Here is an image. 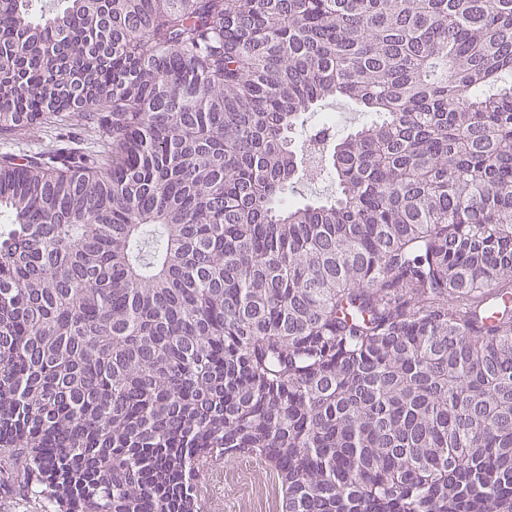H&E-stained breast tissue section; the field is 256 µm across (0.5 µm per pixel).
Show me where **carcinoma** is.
Returning <instances> with one entry per match:
<instances>
[{
    "mask_svg": "<svg viewBox=\"0 0 512 512\" xmlns=\"http://www.w3.org/2000/svg\"><path fill=\"white\" fill-rule=\"evenodd\" d=\"M0 0V477L39 512H512V0ZM372 121L311 165L327 100ZM334 184L288 200L299 179ZM370 119L366 112H360L358 108L346 100H329L318 106L314 112H307L304 123L294 132L295 145L300 152L301 145L305 144L308 136L321 127L327 120H331L336 126V137L341 138L354 128L361 126ZM61 132L48 125L37 124L30 126L20 133L5 139L0 136V154L5 152L14 154H31L39 151L53 150L59 147L62 138H58ZM214 502L209 512H278L281 490L248 470L244 457L224 461L210 477Z\"/></svg>",
    "mask_w": 512,
    "mask_h": 512,
    "instance_id": "obj_1",
    "label": "carcinoma"
}]
</instances>
